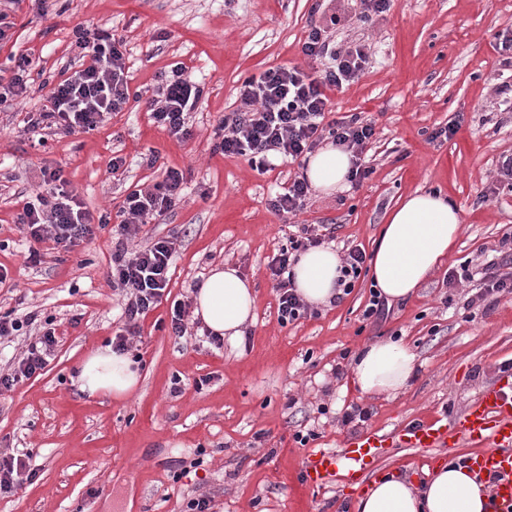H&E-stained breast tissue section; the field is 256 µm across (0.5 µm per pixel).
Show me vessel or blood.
I'll list each match as a JSON object with an SVG mask.
<instances>
[{"label":"vessel or blood","instance_id":"obj_1","mask_svg":"<svg viewBox=\"0 0 512 512\" xmlns=\"http://www.w3.org/2000/svg\"><path fill=\"white\" fill-rule=\"evenodd\" d=\"M474 445L466 464L492 478L489 512H512V372L507 371L482 391L479 398L452 421L423 419L393 432L367 430L348 438L343 448L310 452L301 467V479L311 489L326 487L337 474L359 482L372 462L387 449L456 448Z\"/></svg>","mask_w":512,"mask_h":512}]
</instances>
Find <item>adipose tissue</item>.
<instances>
[{
    "mask_svg": "<svg viewBox=\"0 0 512 512\" xmlns=\"http://www.w3.org/2000/svg\"><path fill=\"white\" fill-rule=\"evenodd\" d=\"M348 153L326 144L309 155L305 175L316 190L332 193L348 186ZM461 230L453 201L439 191L419 188L386 215L370 259V278L387 301H402L447 257ZM341 258L333 247L301 252L292 267L295 288L311 305L329 304L340 294ZM195 317L231 345H239L247 325L256 321V292L228 265L210 268L194 295ZM417 356L401 340L380 339L365 345L352 362L353 379L365 394L394 397L411 382ZM82 392L116 399L140 382V367L129 354L105 346L90 353L78 373ZM490 490L468 467L451 461L425 469L421 480L399 472L369 481L354 497L352 512H487Z\"/></svg>",
    "mask_w": 512,
    "mask_h": 512,
    "instance_id": "obj_1",
    "label": "adipose tissue"
}]
</instances>
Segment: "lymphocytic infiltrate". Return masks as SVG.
<instances>
[{
	"label": "lymphocytic infiltrate",
	"instance_id": "f902f5d3",
	"mask_svg": "<svg viewBox=\"0 0 512 512\" xmlns=\"http://www.w3.org/2000/svg\"><path fill=\"white\" fill-rule=\"evenodd\" d=\"M327 26L310 25L302 44L308 58L322 62L318 74L311 75L292 67L270 68L246 78L239 90V107L225 117L214 133L213 149L225 155H247L259 167L270 164L271 155L295 160L330 139L336 147L351 154L349 179H366L371 168L365 156L375 129L373 123L354 113L326 122L328 90L355 82L365 69L368 54L365 45L353 44L344 50L331 49L325 36ZM74 46L85 61L61 80L34 82L32 61L27 56L14 60L9 79L0 78V104L26 94L32 86L45 91L47 104L29 113L30 129H63L89 132L103 123L107 115L122 111L131 98L129 68L119 43L111 32L79 27ZM204 93L203 86L185 74L183 66H174L161 74L149 100V112L157 126L170 136L183 140L189 135L188 118ZM185 174L167 169L162 182L147 190L127 194L119 212L110 261L114 287L124 295L123 325L112 339V347L127 351L131 337L137 336L141 323L163 297L170 282V270L176 257L172 239L160 238L131 249L147 219L173 210L181 199ZM61 170H46L17 223L34 242L50 241L55 247L70 250L78 241L93 237L97 226L107 225V217L91 221L79 201L69 193ZM323 238L311 227H303L300 236L289 238L268 263L276 283L277 314L281 324L307 315L308 304L296 294L291 266L298 254L321 245ZM57 339L54 329H44L31 341L16 367L0 373V393L42 370L52 355Z\"/></svg>",
	"mask_w": 512,
	"mask_h": 512
}]
</instances>
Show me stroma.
I'll return each mask as SVG.
<instances>
[{"label": "stroma", "mask_w": 512, "mask_h": 512, "mask_svg": "<svg viewBox=\"0 0 512 512\" xmlns=\"http://www.w3.org/2000/svg\"><path fill=\"white\" fill-rule=\"evenodd\" d=\"M34 0L6 5L13 23L0 41V77L11 56L31 55L34 70L59 75L75 60L76 27L111 32L142 101L112 113L98 129L68 134L25 129L43 93L0 106V265L16 271L0 284V314L24 307L50 320L57 346L45 368L0 394V448L32 456L33 481L0 496V512H183L209 497L211 512H345L355 491L337 477L304 490L296 476L307 454L343 447L353 425L347 408L371 412L366 428L389 432L423 417L449 419L512 364V294L478 298L483 263L512 253V191L496 190L500 155L512 154V61L495 48L512 34V0H392L366 13L362 0ZM342 21L330 30L337 47L365 45L362 76L330 92L327 120L360 113L375 124L367 154L370 176L348 190L311 191L302 212L278 214L270 197L304 171V160L275 158L257 170L244 156L213 150V132L239 106L248 77L277 66L313 70L301 52L309 22ZM183 64L203 97L179 141L153 123L144 103L159 74ZM448 125L456 132L430 141ZM44 145H36V137ZM154 152V167L141 165ZM126 165L112 171V155ZM58 165L83 209L116 214L126 194L182 169L183 197L174 210L142 225L135 241L177 240V257L161 300L141 323L130 351L142 363L134 394L89 397L79 366L111 343L121 324V297L108 276L112 231L70 251L31 244L16 216L41 171ZM442 191L459 210L461 233L442 268L412 298L393 303L386 320L364 319L371 279L318 314L280 324L269 257L297 227L334 226L339 253L372 252L387 210L416 187ZM40 254L26 263L29 248ZM230 264L257 293L256 322L244 345L210 346L197 326L179 338L165 331L170 302L191 296L217 264ZM469 269L470 281L449 283ZM397 336L417 354L416 375L397 397L366 395L352 382L350 358L365 343ZM309 435L307 444L295 433ZM427 448L397 447L373 470L421 478Z\"/></svg>", "instance_id": "35a3bbf8"}]
</instances>
